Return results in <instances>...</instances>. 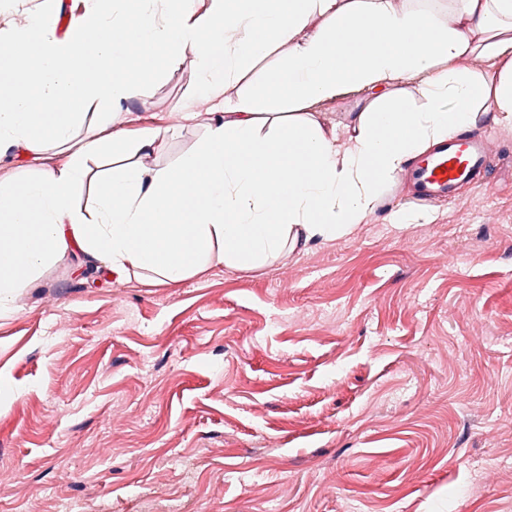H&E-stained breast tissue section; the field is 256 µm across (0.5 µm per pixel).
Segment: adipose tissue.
Returning <instances> with one entry per match:
<instances>
[{"instance_id": "obj_1", "label": "adipose tissue", "mask_w": 512, "mask_h": 512, "mask_svg": "<svg viewBox=\"0 0 512 512\" xmlns=\"http://www.w3.org/2000/svg\"><path fill=\"white\" fill-rule=\"evenodd\" d=\"M454 21L433 11L400 9L395 0H209L191 12L182 0H94L65 37L50 14L29 26H0V47L32 48L37 92L0 105V155H38L70 142L84 115L59 100L100 106L97 138L60 167L24 186L0 182V310L13 308L39 269L71 249L84 271L117 276L142 271L165 283L207 263L260 267L284 248L350 234L371 211L380 186L433 143L474 128L479 118L512 127V0H460ZM318 26H310V17ZM111 28L130 33L124 46ZM288 52L264 91L230 100L228 81L278 47ZM156 53L163 67L189 65L200 98L213 101L206 137L172 166L149 170L158 129L136 137L111 129L106 106L136 92L130 57ZM496 58L495 74L454 67L457 58ZM424 84L412 109L401 84ZM364 93L346 149L305 107ZM288 101V118L261 124L260 104ZM112 155L91 203L75 186L90 160Z\"/></svg>"}]
</instances>
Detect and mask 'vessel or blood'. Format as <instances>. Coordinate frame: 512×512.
Wrapping results in <instances>:
<instances>
[{"mask_svg":"<svg viewBox=\"0 0 512 512\" xmlns=\"http://www.w3.org/2000/svg\"><path fill=\"white\" fill-rule=\"evenodd\" d=\"M491 151V140L480 131L436 146L414 168L411 202L425 205L457 199L462 187L483 179Z\"/></svg>","mask_w":512,"mask_h":512,"instance_id":"b4317fda","label":"vessel or blood"}]
</instances>
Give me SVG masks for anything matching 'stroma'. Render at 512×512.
<instances>
[{
    "instance_id": "stroma-1",
    "label": "stroma",
    "mask_w": 512,
    "mask_h": 512,
    "mask_svg": "<svg viewBox=\"0 0 512 512\" xmlns=\"http://www.w3.org/2000/svg\"><path fill=\"white\" fill-rule=\"evenodd\" d=\"M117 125L174 164L213 116L136 72ZM487 183L179 283L83 281L68 251L0 312V512H512V128ZM10 154L0 181L63 162Z\"/></svg>"
}]
</instances>
